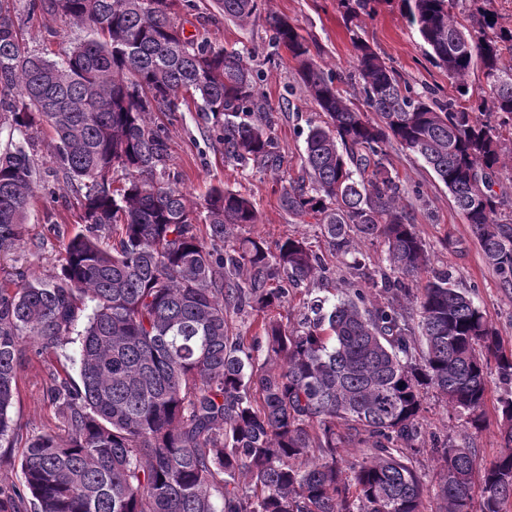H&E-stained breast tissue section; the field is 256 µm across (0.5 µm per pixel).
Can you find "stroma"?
<instances>
[{
  "label": "stroma",
  "mask_w": 512,
  "mask_h": 512,
  "mask_svg": "<svg viewBox=\"0 0 512 512\" xmlns=\"http://www.w3.org/2000/svg\"><path fill=\"white\" fill-rule=\"evenodd\" d=\"M194 4V9L182 19L186 34L199 35L217 48L253 53L251 66L258 93L273 109L269 133L280 147L283 164L279 170L271 171L228 161L212 132V116L197 108L153 112L149 115L151 122L162 125L168 138L170 177L191 201L199 204L216 187L248 197L259 221L236 228L227 236V244L250 237L264 242L273 251L286 238H305L313 250L326 255L328 262L327 271L312 289L318 295L340 299L342 281L348 274L343 259L329 256L319 225L299 223L282 205L281 196L289 186L308 179L302 162L304 141L309 121L318 120L319 115L298 84L295 64L287 50L274 44L270 19L280 16L295 24L307 38L316 61L327 72L351 69L353 42L360 39L416 90L429 86L439 96H448L452 92L448 77L432 62L427 45L409 25L401 0H386L375 14L353 23L345 20L338 0H258L256 11L243 22L225 18L216 0H194ZM15 22L21 28L22 44L29 50L53 54L85 37L84 31L61 17L41 15L30 20L20 10ZM30 135L34 141L32 159L45 188L29 207L23 241L0 252V290L9 295L22 280L47 279L59 273L62 239L80 229L79 206L57 171L52 129L42 124L31 129ZM389 161L406 189L403 203L430 258L427 269L409 281V288H422L431 269L447 270L456 288L468 293L485 312L505 346L512 348V291L502 287L486 262L470 225L454 206L447 188L422 160L399 147L390 148ZM78 353L79 344L75 341L47 356L37 355L32 344H25L10 410L15 431L10 439L0 442V487H22L21 461L32 436L62 432V411L49 395L51 376L56 373L78 378ZM504 392L503 384L491 381L486 426L474 438L481 458L486 461L499 455L504 446L496 412L497 399ZM421 423L424 445L416 453L413 467L431 485L442 465L434 444L446 436L457 435L459 422L441 396L429 388L423 392Z\"/></svg>",
  "instance_id": "obj_1"
}]
</instances>
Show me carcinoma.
I'll return each instance as SVG.
<instances>
[{
	"label": "carcinoma",
	"mask_w": 512,
	"mask_h": 512,
	"mask_svg": "<svg viewBox=\"0 0 512 512\" xmlns=\"http://www.w3.org/2000/svg\"><path fill=\"white\" fill-rule=\"evenodd\" d=\"M9 2L0 0V112L10 125L0 153V251L22 239L40 190L25 138L36 123L57 136L58 165L86 225L63 243L60 273L0 292V440L13 431L24 340L39 354L72 334L80 343L79 380L56 377L51 386L67 440L36 435L23 454L33 512H423L426 486L408 453L424 443L425 387L464 425L460 440L436 446L444 462L437 512H508L512 392L498 401L505 450L483 465L473 438L484 427L491 376L512 385V349L448 271L408 292L405 279L428 257L388 159L396 144L432 169L511 288L512 218L497 219L504 201L494 185L512 151V24L501 22L493 0H469L465 24L454 13L459 0H402L454 95L414 91L356 39L361 108L348 102L343 75L315 62L299 28L271 18L275 42L325 116L305 140L312 185L290 186L283 203L301 223L320 225L338 257L351 255L357 239H384L390 271L371 278L387 296L381 301L362 287L366 258L352 255L353 296L310 298L291 331L265 320L269 365L256 363L247 337L233 335L232 315L281 304L288 289L267 287L272 271L311 282L324 258L297 237L274 255L251 238L225 249L234 227L258 223L257 211L215 188L199 216L166 178L167 135L147 118L179 112L190 97L220 119L249 113L247 122L217 127L224 157L280 168L250 57L185 35L179 11L192 0H28V15H62L92 34L54 59L22 50ZM219 2L238 21L257 8V0ZM382 2L339 0L351 19ZM476 69L480 92L470 81ZM118 172L124 184L116 187ZM81 305L90 313L77 332ZM344 442L370 453L346 463ZM311 454V467L298 465Z\"/></svg>",
	"instance_id": "carcinoma-1"
}]
</instances>
